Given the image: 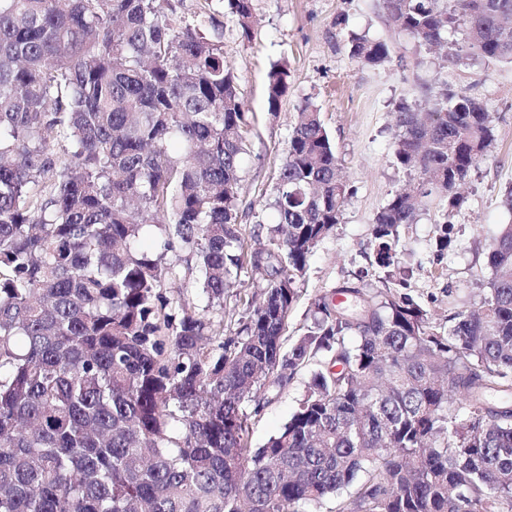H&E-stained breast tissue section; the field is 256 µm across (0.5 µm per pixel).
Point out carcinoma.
Listing matches in <instances>:
<instances>
[{"instance_id": "1", "label": "carcinoma", "mask_w": 512, "mask_h": 512, "mask_svg": "<svg viewBox=\"0 0 512 512\" xmlns=\"http://www.w3.org/2000/svg\"><path fill=\"white\" fill-rule=\"evenodd\" d=\"M162 2L0 0V512H312L329 498L334 512H512V224L488 247L480 308L447 333L387 287L420 201L457 209L488 155L482 102L444 90L426 117L400 108L394 157L415 176L376 217L386 287L319 297L286 350L298 284L349 194L341 164L305 103L276 221L240 224L236 78ZM225 2L250 37L252 0ZM382 7L422 46L512 61V0ZM350 52L390 55L359 36ZM288 86L273 65L269 112ZM246 266L262 299L236 291L245 316L228 325ZM186 279L199 311L163 292ZM311 363L296 410L253 446L249 416Z\"/></svg>"}]
</instances>
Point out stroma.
Here are the masks:
<instances>
[{
	"mask_svg": "<svg viewBox=\"0 0 512 512\" xmlns=\"http://www.w3.org/2000/svg\"><path fill=\"white\" fill-rule=\"evenodd\" d=\"M257 23L243 37L224 0H169L173 16L203 21V31L224 47V63L237 78L250 118L241 164V223L275 220L273 199L279 167L299 108L313 102L334 144L349 185L339 224L309 260L300 296L288 320L290 338L310 324L313 303L342 281L378 287L373 228L395 191L410 182L393 157L400 106L419 112L435 108L441 90L480 100L492 117L494 141L486 160L460 189L462 203L447 211L427 200L414 223L403 226L398 254L407 273L406 292L437 331L448 318L478 307L487 275V247L512 212L503 204L512 188V62L475 55L449 59L420 46L389 20L381 0H252ZM361 35L387 42L392 53L381 66L351 57L349 40ZM286 63L289 90L278 112L268 110L265 76ZM452 225L453 244L439 250L442 225ZM311 376L301 369L251 424L254 446H262L294 411Z\"/></svg>",
	"mask_w": 512,
	"mask_h": 512,
	"instance_id": "1",
	"label": "stroma"
}]
</instances>
